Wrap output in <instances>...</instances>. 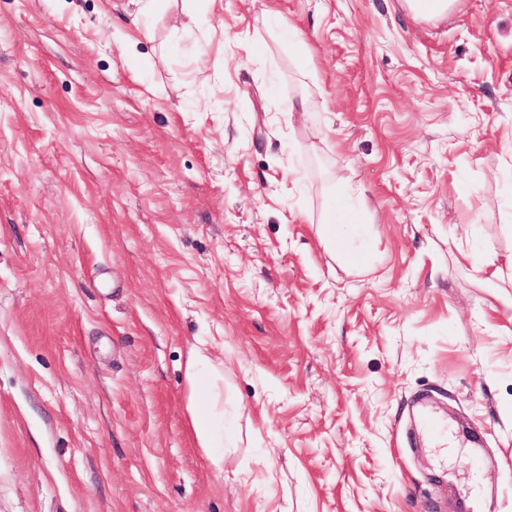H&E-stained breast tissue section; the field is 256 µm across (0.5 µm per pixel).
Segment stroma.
I'll return each mask as SVG.
<instances>
[{
    "label": "stroma",
    "mask_w": 512,
    "mask_h": 512,
    "mask_svg": "<svg viewBox=\"0 0 512 512\" xmlns=\"http://www.w3.org/2000/svg\"><path fill=\"white\" fill-rule=\"evenodd\" d=\"M145 4L0 0V512H512V0ZM454 0H407L409 9L422 17H435L447 13Z\"/></svg>",
    "instance_id": "obj_1"
}]
</instances>
